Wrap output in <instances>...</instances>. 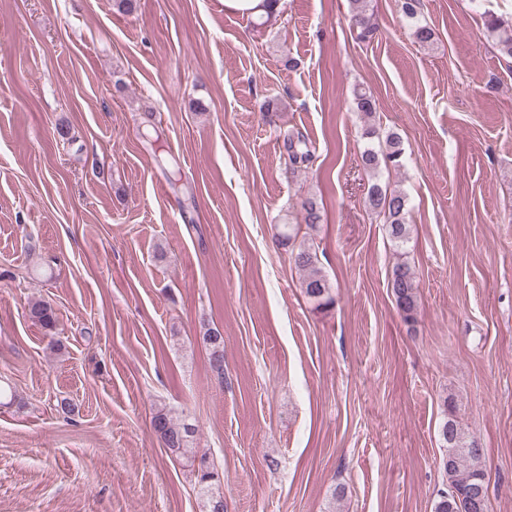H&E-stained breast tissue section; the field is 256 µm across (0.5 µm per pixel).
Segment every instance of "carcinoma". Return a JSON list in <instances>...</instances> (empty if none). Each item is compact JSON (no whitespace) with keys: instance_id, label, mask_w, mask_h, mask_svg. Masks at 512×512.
Masks as SVG:
<instances>
[{"instance_id":"cac0c4a2","label":"carcinoma","mask_w":512,"mask_h":512,"mask_svg":"<svg viewBox=\"0 0 512 512\" xmlns=\"http://www.w3.org/2000/svg\"><path fill=\"white\" fill-rule=\"evenodd\" d=\"M352 21L360 28V35L367 38L373 34L370 17L366 14L363 0H350ZM486 27L492 32L501 33L498 41L500 51L512 56V22L493 15L486 19ZM289 165L301 168L313 161V146L300 132H291L284 138ZM405 150L402 141L395 133L386 135L379 148L369 147L361 155L363 167L375 174L380 168L399 169L403 167ZM369 209L389 226L392 240L400 247L410 240L408 222L409 209L407 196L395 189H390L374 182L370 185L367 195ZM321 223V213L312 200L302 202L299 221L296 224L284 225L281 242L287 245L295 240L302 227L312 228ZM291 261L304 272L302 288L307 298L317 304V308H329L334 305L335 298L331 294V286L319 267L316 249L311 245H302L291 250ZM390 286L398 312L407 323L416 319L418 300L417 284L414 272L407 263H400L392 271ZM29 318L38 323L48 332L56 329V316L50 303L34 301L28 306ZM203 342L210 349V362L218 376L224 375V337L221 332L209 327L203 334ZM444 405L448 412L443 423L440 436L444 447L448 448V459L442 460L441 466L447 479V490L442 492L434 505V512H489L488 495H483L480 503L474 502V490L487 488L484 469L483 449L477 441L470 439L454 419L456 406L451 399H445ZM152 427L159 436L164 447L177 458L190 463H198L195 469L196 480L200 493L204 498L206 512H219L222 496L215 493L220 484L218 471L207 464L206 456L196 457L192 448L195 427L181 422L175 423L168 413L159 410L152 417Z\"/></svg>"}]
</instances>
